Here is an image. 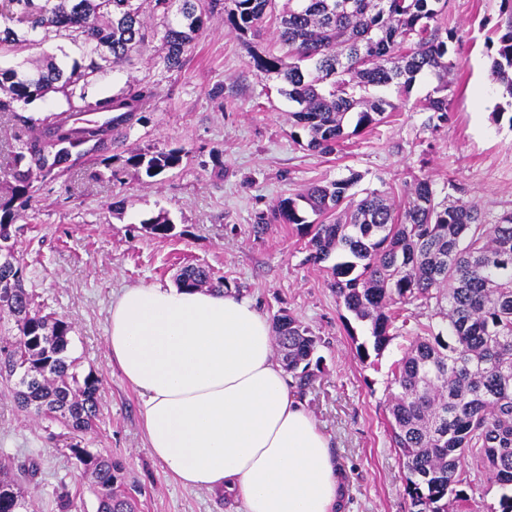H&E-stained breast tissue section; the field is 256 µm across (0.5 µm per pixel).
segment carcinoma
Segmentation results:
<instances>
[{
	"instance_id": "carcinoma-1",
	"label": "carcinoma",
	"mask_w": 512,
	"mask_h": 512,
	"mask_svg": "<svg viewBox=\"0 0 512 512\" xmlns=\"http://www.w3.org/2000/svg\"><path fill=\"white\" fill-rule=\"evenodd\" d=\"M163 19V31L148 26L143 4ZM448 0H5L0 56L11 53L22 31L43 45L54 37L81 40L90 62L70 67L49 61L34 74L0 69V115L15 140L9 192L0 196V244L16 240L14 224L38 183L73 163L110 149L118 131L142 121L155 95L150 83H133L119 97L69 104L41 121L24 114L27 104L51 93L69 95L80 82L96 79L103 66L132 60L151 36L162 34L166 71H177L183 54L203 29V17L222 11L231 32L250 45L263 23L275 19L280 55L253 54L254 66L280 82L279 93L294 104L290 136L307 135L306 147L328 155L354 131L380 124L396 106L372 89L409 92L416 79L436 83L420 102L435 129L448 117L453 32L442 23ZM494 51L490 75L512 107V0ZM187 151L173 147L132 152L128 165L149 178L181 165ZM360 175L312 184L280 199L272 210L280 224H296L308 237V260L336 256L330 288L356 320L369 326L368 342L381 352L398 320L409 345L391 371L398 388L388 405L393 447L408 472L405 492L411 512H480L469 490L488 477L502 490L501 512H512V211L488 221L464 200L466 190L438 192L426 178L405 183L403 204L389 190L350 193ZM166 238L173 224L163 213L142 220ZM177 287L224 291V276L209 267L186 265ZM428 308L426 321L411 307ZM16 333L0 335V378L14 381L18 410L68 430L70 458L88 480L97 512H140L142 489L127 479L123 461L87 448L97 427L100 382L93 372L79 377L68 355L73 325L34 309L19 255L0 259V319ZM277 354L299 396L316 377L312 357L320 338L291 313L273 319ZM470 467H462L466 458ZM38 455L13 468L0 463V512H29L22 482L41 473Z\"/></svg>"
}]
</instances>
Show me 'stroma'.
I'll return each instance as SVG.
<instances>
[{"mask_svg": "<svg viewBox=\"0 0 512 512\" xmlns=\"http://www.w3.org/2000/svg\"><path fill=\"white\" fill-rule=\"evenodd\" d=\"M502 19L501 0H448L446 23L461 39L448 90V120L426 127L413 102L432 93L417 82L409 105L373 130L350 135L329 155L307 150L291 136V103L274 77L259 73L224 14L206 17L185 52L180 71L161 66L165 47L154 37L133 65L107 67L75 96L92 103L121 95L130 83L148 82L155 96L141 122L124 130L109 150L111 166L79 164L40 183L18 222L25 286L42 314L71 321L69 354L79 374L100 379L101 412L92 449L121 457L131 481L141 484V512H235L220 493L182 487L148 452L139 398L110 361L109 307L132 285H174L181 267L197 264L223 275L229 293L250 298L267 317L292 312L322 343L323 371L304 397L319 428L329 436L342 476L340 512H410L407 471L389 437L387 407L391 369L407 341L394 335L386 348L360 359L358 342L369 334L328 285L327 264L307 260L296 225L271 224L251 231L280 198L311 183L357 172L362 187L400 189L426 177L436 188L455 183L469 201L495 218L512 210V121L493 119L503 105L490 78L488 38ZM81 43L62 37L45 45H19L0 58V68L31 66L42 55L59 62L81 58ZM184 147L182 164L149 178L127 166L133 151ZM123 201L120 210L114 201ZM166 213L172 235L154 237L144 219ZM57 424L17 411L0 383V462L40 456L43 472L27 493L34 512H53L68 490L74 512H96L97 502Z\"/></svg>", "mask_w": 512, "mask_h": 512, "instance_id": "obj_1", "label": "stroma"}]
</instances>
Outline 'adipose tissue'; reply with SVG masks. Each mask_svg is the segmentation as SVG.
Masks as SVG:
<instances>
[{
	"label": "adipose tissue",
	"mask_w": 512,
	"mask_h": 512,
	"mask_svg": "<svg viewBox=\"0 0 512 512\" xmlns=\"http://www.w3.org/2000/svg\"><path fill=\"white\" fill-rule=\"evenodd\" d=\"M111 359L138 394L146 447L188 488L242 512H335L329 440L296 398L246 297L137 285L110 307Z\"/></svg>",
	"instance_id": "adipose-tissue-1"
}]
</instances>
